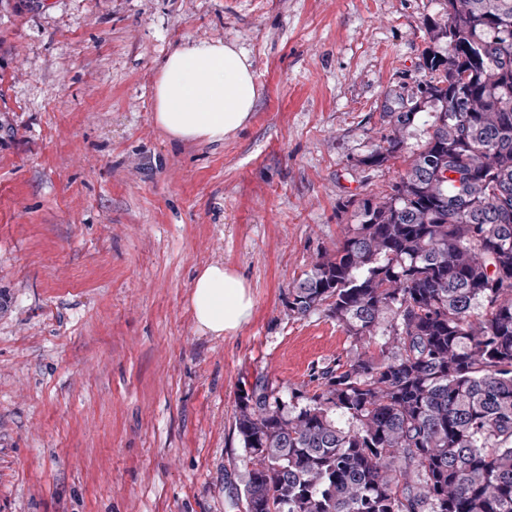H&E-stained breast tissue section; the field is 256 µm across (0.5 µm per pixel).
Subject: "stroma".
I'll list each match as a JSON object with an SVG mask.
<instances>
[{"mask_svg": "<svg viewBox=\"0 0 512 512\" xmlns=\"http://www.w3.org/2000/svg\"><path fill=\"white\" fill-rule=\"evenodd\" d=\"M444 0H0V512H245L241 384L351 347L288 290L404 164L359 160ZM221 39L258 98L210 144L154 121L164 57ZM223 264L250 318L197 330ZM190 303L198 330L213 336L236 330L248 320L253 305L242 279L223 264L207 265L199 272Z\"/></svg>", "mask_w": 512, "mask_h": 512, "instance_id": "1", "label": "stroma"}]
</instances>
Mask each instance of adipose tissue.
I'll return each instance as SVG.
<instances>
[{"label":"adipose tissue","mask_w":512,"mask_h":512,"mask_svg":"<svg viewBox=\"0 0 512 512\" xmlns=\"http://www.w3.org/2000/svg\"><path fill=\"white\" fill-rule=\"evenodd\" d=\"M257 95L242 49L220 39L188 43L160 69L154 120L174 139L220 143L245 124ZM190 303L198 330L215 336L236 330L252 312L244 282L220 264L199 272Z\"/></svg>","instance_id":"obj_1"}]
</instances>
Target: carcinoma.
Segmentation results:
<instances>
[{
  "mask_svg": "<svg viewBox=\"0 0 512 512\" xmlns=\"http://www.w3.org/2000/svg\"><path fill=\"white\" fill-rule=\"evenodd\" d=\"M409 107L288 289L351 338L310 390L242 389L245 512H512V0H444ZM426 137L407 150L415 122Z\"/></svg>",
  "mask_w": 512,
  "mask_h": 512,
  "instance_id": "carcinoma-1",
  "label": "carcinoma"
}]
</instances>
